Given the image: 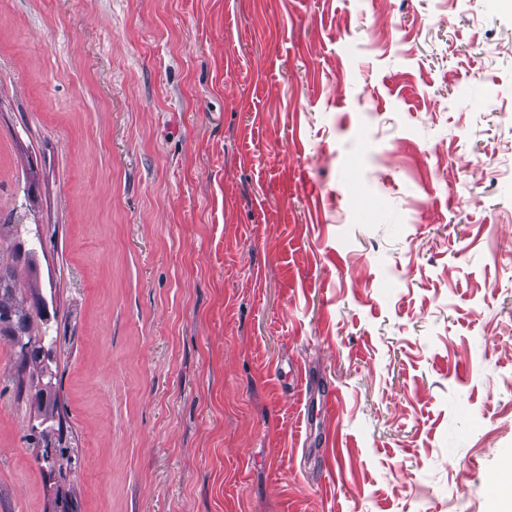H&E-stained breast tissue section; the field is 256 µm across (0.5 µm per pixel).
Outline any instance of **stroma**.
Returning a JSON list of instances; mask_svg holds the SVG:
<instances>
[{
  "instance_id": "35a3bbf8",
  "label": "stroma",
  "mask_w": 512,
  "mask_h": 512,
  "mask_svg": "<svg viewBox=\"0 0 512 512\" xmlns=\"http://www.w3.org/2000/svg\"><path fill=\"white\" fill-rule=\"evenodd\" d=\"M0 189L80 512H494L501 0H0ZM12 367L0 512H48Z\"/></svg>"
}]
</instances>
